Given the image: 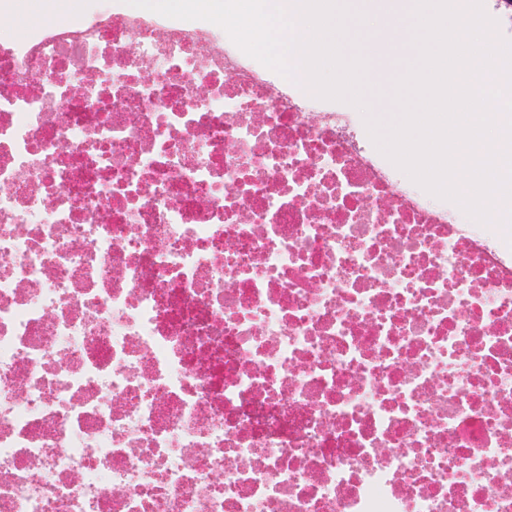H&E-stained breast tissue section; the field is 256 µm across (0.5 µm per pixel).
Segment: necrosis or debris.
<instances>
[{"label":"necrosis or debris","mask_w":512,"mask_h":512,"mask_svg":"<svg viewBox=\"0 0 512 512\" xmlns=\"http://www.w3.org/2000/svg\"><path fill=\"white\" fill-rule=\"evenodd\" d=\"M349 126L190 21L0 42V512H512V252ZM320 100L325 105L349 111L347 113L350 115L353 131L360 144L366 149L378 153L390 167L394 168L396 180L399 184L405 185L423 196L431 205L447 208L448 214L460 223L483 225L469 218L462 209L457 207L455 203L437 198L426 192L423 188L414 183L404 172L399 170L387 157H385L372 141L366 127L364 114L358 108L347 102L324 99Z\"/></svg>","instance_id":"1"}]
</instances>
